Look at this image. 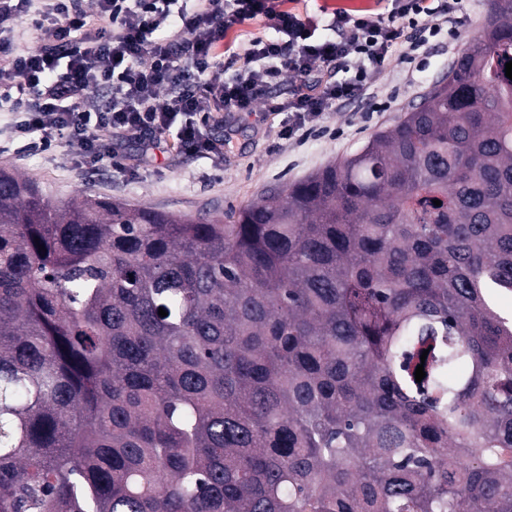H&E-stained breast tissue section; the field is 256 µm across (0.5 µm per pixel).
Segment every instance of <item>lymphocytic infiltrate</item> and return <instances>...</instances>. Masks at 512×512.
Returning a JSON list of instances; mask_svg holds the SVG:
<instances>
[{"instance_id": "obj_1", "label": "lymphocytic infiltrate", "mask_w": 512, "mask_h": 512, "mask_svg": "<svg viewBox=\"0 0 512 512\" xmlns=\"http://www.w3.org/2000/svg\"><path fill=\"white\" fill-rule=\"evenodd\" d=\"M176 2L0 0V99L11 103L13 136L43 152L68 143L77 166L93 169L114 161V139L139 138L150 155L172 130L170 152L218 153L208 123L220 112L253 111L261 99L268 111L288 113V134L311 130L362 95L395 45L438 35L461 0H390L384 16L339 7L330 23L338 37L324 41L276 0H195L180 10ZM259 17L273 21L277 38H255L225 60L228 34ZM21 24L40 31V45L16 46ZM337 63L351 64L353 75L324 80L322 67ZM285 71L299 86L268 99Z\"/></svg>"}]
</instances>
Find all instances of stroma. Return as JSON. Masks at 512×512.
I'll list each match as a JSON object with an SVG mask.
<instances>
[{
    "label": "stroma",
    "instance_id": "1",
    "mask_svg": "<svg viewBox=\"0 0 512 512\" xmlns=\"http://www.w3.org/2000/svg\"><path fill=\"white\" fill-rule=\"evenodd\" d=\"M311 21L318 40L334 38L328 25L339 7L384 10L382 0H285ZM466 26L454 37L430 40L419 50L416 62H400L403 47L381 65L377 81L366 94L342 108L325 113L316 129L288 138V115L266 111L233 112L207 128L212 139L225 141L223 157L176 155L160 149L154 158L143 156L132 141L117 145L114 164L95 170L81 169L74 151L60 146L54 152H35L14 143L0 151V166L36 179L43 192L58 203L83 193L103 194L116 200L142 204L178 214L203 211L225 214L316 172L337 157L361 148L379 129L400 121L406 111L436 81L448 74L452 62L480 34L490 0H463Z\"/></svg>",
    "mask_w": 512,
    "mask_h": 512
}]
</instances>
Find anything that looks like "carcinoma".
<instances>
[{"label": "carcinoma", "instance_id": "cac0c4a2", "mask_svg": "<svg viewBox=\"0 0 512 512\" xmlns=\"http://www.w3.org/2000/svg\"><path fill=\"white\" fill-rule=\"evenodd\" d=\"M509 61L227 224L0 168V512H512Z\"/></svg>", "mask_w": 512, "mask_h": 512}]
</instances>
